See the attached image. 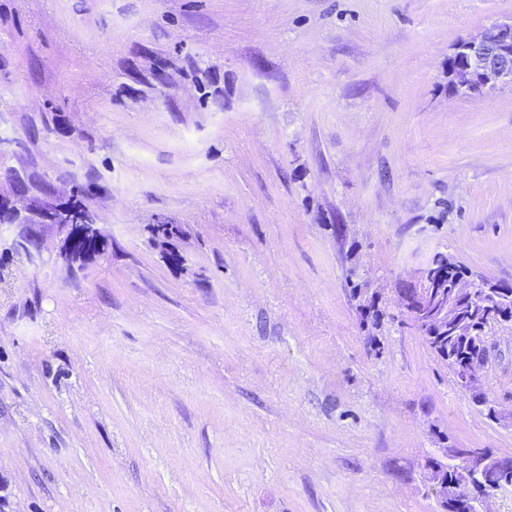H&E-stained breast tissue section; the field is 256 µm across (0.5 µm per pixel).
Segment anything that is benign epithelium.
I'll list each match as a JSON object with an SVG mask.
<instances>
[{"mask_svg": "<svg viewBox=\"0 0 512 512\" xmlns=\"http://www.w3.org/2000/svg\"><path fill=\"white\" fill-rule=\"evenodd\" d=\"M451 67L448 72L450 88L464 95L479 94L504 86L512 87V17L495 21L479 35L458 42L450 54ZM13 215L17 234L13 244L31 255L38 251L42 231L51 228L62 241V249L68 259L84 258L90 254L104 253L105 240L95 224H88L84 215L76 209L62 206L50 197H44L26 215L8 207ZM429 280L420 275V284L415 288L400 289L405 308L416 324L426 323L437 331L454 329L461 335L464 323L460 322L464 306L479 296L499 292L498 286L490 283L480 290L469 275L458 278L448 288V296L437 298L424 286ZM492 338H485V353L480 362L456 370L459 386L484 401L480 392L481 380L492 365ZM441 457L457 456L462 470L480 473L487 468H500L499 456L487 448H469L457 455L451 448H439Z\"/></svg>", "mask_w": 512, "mask_h": 512, "instance_id": "1", "label": "benign epithelium"}]
</instances>
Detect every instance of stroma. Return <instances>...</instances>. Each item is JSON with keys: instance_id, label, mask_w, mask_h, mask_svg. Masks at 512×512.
Segmentation results:
<instances>
[{"instance_id": "1", "label": "stroma", "mask_w": 512, "mask_h": 512, "mask_svg": "<svg viewBox=\"0 0 512 512\" xmlns=\"http://www.w3.org/2000/svg\"><path fill=\"white\" fill-rule=\"evenodd\" d=\"M511 16L0 0V192L84 187L106 241L31 258L0 224V512H436V449L512 457L395 293L438 253L512 284V88L448 90L454 45Z\"/></svg>"}]
</instances>
